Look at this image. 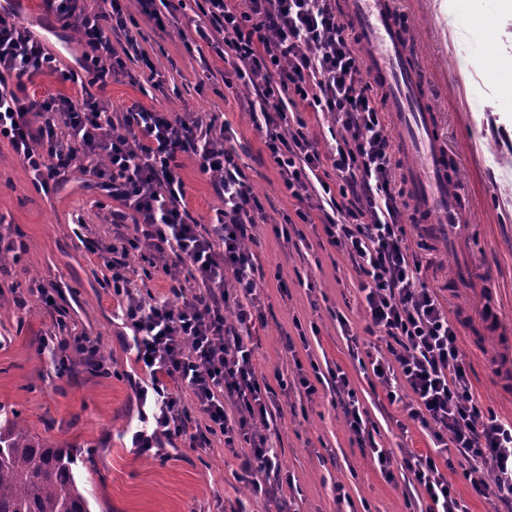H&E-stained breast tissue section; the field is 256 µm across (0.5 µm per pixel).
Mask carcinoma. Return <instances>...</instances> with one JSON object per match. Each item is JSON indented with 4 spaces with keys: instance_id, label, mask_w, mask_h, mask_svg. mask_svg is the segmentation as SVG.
Returning a JSON list of instances; mask_svg holds the SVG:
<instances>
[{
    "instance_id": "obj_1",
    "label": "carcinoma",
    "mask_w": 512,
    "mask_h": 512,
    "mask_svg": "<svg viewBox=\"0 0 512 512\" xmlns=\"http://www.w3.org/2000/svg\"><path fill=\"white\" fill-rule=\"evenodd\" d=\"M0 512H91L74 456L16 424L0 430Z\"/></svg>"
}]
</instances>
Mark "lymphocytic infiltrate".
Segmentation results:
<instances>
[{"label":"lymphocytic infiltrate","mask_w":512,"mask_h":512,"mask_svg":"<svg viewBox=\"0 0 512 512\" xmlns=\"http://www.w3.org/2000/svg\"><path fill=\"white\" fill-rule=\"evenodd\" d=\"M124 0H43L47 13L72 28L89 52L92 77L77 95L46 93L35 99L26 82L58 72V59L21 17L0 16V141L44 184L76 167L101 180L120 204L113 211V243L84 238L99 256L120 317L133 330L127 345L149 373L136 385L141 413L132 443L140 453L163 456L180 437L208 451L214 438L240 459L253 497L288 512L283 472L270 429L279 404L255 361L253 327L264 322V288L248 231L263 211L231 145L229 124L203 122L192 112L128 109L122 122L92 94L126 72L135 40ZM198 38L220 54L240 90L252 101L250 118L291 197L298 216L324 213L327 243L342 252L355 273L358 311L369 333L384 338L385 353L368 362L389 404L426 431L429 451L377 447L371 423L348 374L330 372L331 406L363 454L384 475L406 470L426 499L425 512H470L448 480L461 468L472 493L492 512H512V419L484 411L472 391L471 365L458 345V329L437 291L421 276L406 240L391 133L370 72L337 0H199ZM306 105L328 114L340 130L322 149L304 121L288 110ZM194 158L224 203L212 224L188 221L185 184L176 159ZM332 168L335 183L325 182ZM140 253L164 274L184 269L189 285L144 299L127 258ZM42 349L73 353L91 371L108 361L90 336L59 337ZM192 406H185L184 395Z\"/></svg>","instance_id":"lymphocytic-infiltrate-1"}]
</instances>
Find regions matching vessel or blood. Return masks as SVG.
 <instances>
[{"mask_svg": "<svg viewBox=\"0 0 512 512\" xmlns=\"http://www.w3.org/2000/svg\"><path fill=\"white\" fill-rule=\"evenodd\" d=\"M345 16L370 50V74L387 93L405 149L420 158L409 175L415 200L441 216H454L456 196L448 189L446 156L433 132L422 70L399 32L392 0H349Z\"/></svg>", "mask_w": 512, "mask_h": 512, "instance_id": "obj_1", "label": "vessel or blood"}]
</instances>
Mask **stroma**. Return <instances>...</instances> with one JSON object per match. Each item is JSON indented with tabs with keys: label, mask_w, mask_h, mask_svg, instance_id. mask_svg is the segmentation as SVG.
<instances>
[{
	"label": "stroma",
	"mask_w": 512,
	"mask_h": 512,
	"mask_svg": "<svg viewBox=\"0 0 512 512\" xmlns=\"http://www.w3.org/2000/svg\"><path fill=\"white\" fill-rule=\"evenodd\" d=\"M22 16L48 30L47 46L60 63L54 74L27 82L28 94H74L63 78L80 70L84 53L76 32L46 13L43 0H25ZM412 53L424 64L423 78L434 109V129L448 155V181L462 202L455 224H424L417 218L406 171L415 158L401 156L407 240L422 262L424 280L447 304L458 341L472 366L476 397L498 416L512 418V98L503 63L512 62V11L497 0H393ZM128 26L161 73L152 83L140 63L131 78L111 82L96 96L110 111L134 105L163 112H193L217 118L234 131L240 165L264 207L253 247L263 273L265 325L254 337L259 373L270 385L292 380L295 358L310 357L320 368L317 391L291 392L277 426L282 466L294 483L285 488L295 512H334V485H343L353 512H417L408 501L402 470L386 479L353 444L342 415L326 398L328 371L341 367L357 389L379 446L428 448L416 425L399 430L394 407L380 386L350 357L337 314L366 348H383L365 332L357 313L353 271L342 252L326 245L321 224L300 223L298 201L284 187L263 136L252 125L241 91L224 84V59L213 49L187 51L182 35L199 21L194 0L174 10L159 30L127 0ZM181 176L191 222L209 224L222 202L209 176L181 155ZM118 204L92 175L68 170L36 185L11 148L0 143V235L14 242L19 258L0 266V404L16 412L30 436L52 448L77 453L79 478L92 512H224L243 502L247 512H275L274 504L252 498L240 482L239 459L223 443L198 452L177 443L167 458L139 454L131 436L139 424L132 386L142 378L135 355L119 340L118 302L104 283L102 259L88 253L81 236L113 235L110 217ZM82 216L84 228L74 218ZM287 234H279V226ZM59 284L57 302L68 313L67 335L98 338L111 363L100 375L75 364L58 369L38 349L52 326L37 293ZM305 335L307 344L287 351L285 339Z\"/></svg>",
	"instance_id": "obj_1"
}]
</instances>
